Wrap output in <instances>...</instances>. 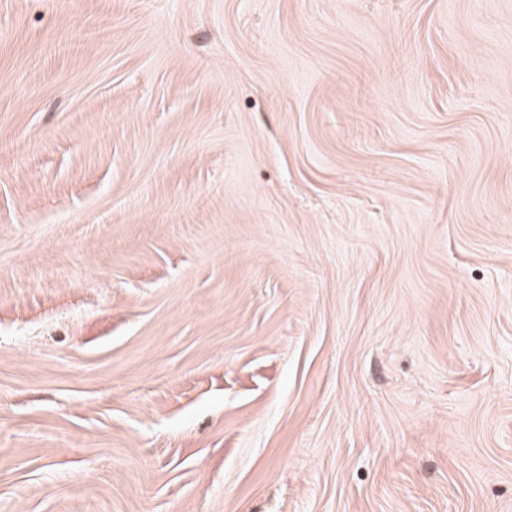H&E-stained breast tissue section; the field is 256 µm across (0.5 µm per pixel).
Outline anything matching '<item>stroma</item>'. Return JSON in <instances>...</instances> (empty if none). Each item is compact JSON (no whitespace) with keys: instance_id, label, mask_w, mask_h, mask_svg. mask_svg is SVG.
<instances>
[{"instance_id":"obj_1","label":"stroma","mask_w":512,"mask_h":512,"mask_svg":"<svg viewBox=\"0 0 512 512\" xmlns=\"http://www.w3.org/2000/svg\"><path fill=\"white\" fill-rule=\"evenodd\" d=\"M0 512H512V0H0Z\"/></svg>"}]
</instances>
